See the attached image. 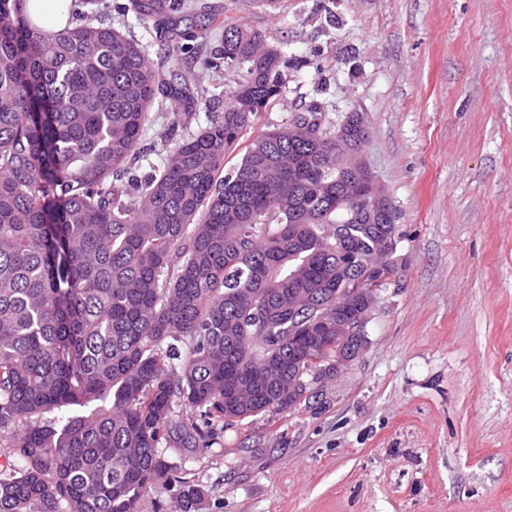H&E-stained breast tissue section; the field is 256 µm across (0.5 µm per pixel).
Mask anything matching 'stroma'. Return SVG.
I'll return each mask as SVG.
<instances>
[{
  "label": "stroma",
  "mask_w": 512,
  "mask_h": 512,
  "mask_svg": "<svg viewBox=\"0 0 512 512\" xmlns=\"http://www.w3.org/2000/svg\"><path fill=\"white\" fill-rule=\"evenodd\" d=\"M297 61L247 137L311 100L364 113L404 262L352 361L175 460L201 512H512V0H207ZM149 113L140 169L161 165Z\"/></svg>",
  "instance_id": "35a3bbf8"
}]
</instances>
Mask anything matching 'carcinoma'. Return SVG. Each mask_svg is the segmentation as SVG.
<instances>
[{
	"mask_svg": "<svg viewBox=\"0 0 512 512\" xmlns=\"http://www.w3.org/2000/svg\"><path fill=\"white\" fill-rule=\"evenodd\" d=\"M103 0H63L77 23L37 25L0 0V512H141L161 484L182 512L202 485L167 451L209 448L224 427L288 408L291 376L346 332L316 325L348 287L336 267L376 262L386 224L347 221L336 126L288 139L243 133L285 96L288 56L224 26V49L181 55L202 0L113 5L157 22L141 41L104 24ZM237 72L224 111L190 131L210 74ZM177 103L165 162L126 175L155 102ZM190 413L183 414V408Z\"/></svg>",
	"mask_w": 512,
	"mask_h": 512,
	"instance_id": "cac0c4a2",
	"label": "carcinoma"
}]
</instances>
